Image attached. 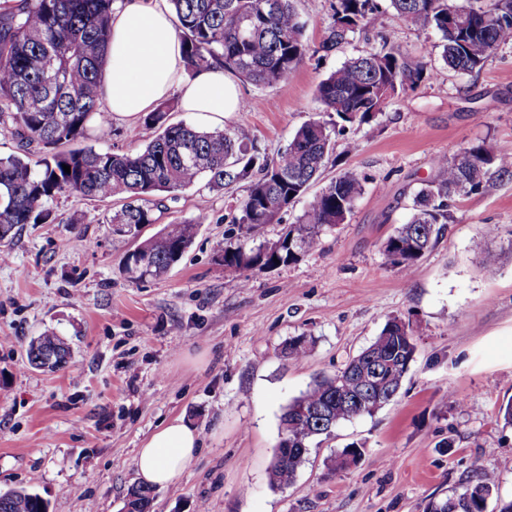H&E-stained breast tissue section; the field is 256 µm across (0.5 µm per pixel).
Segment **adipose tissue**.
Wrapping results in <instances>:
<instances>
[{"label":"adipose tissue","instance_id":"adipose-tissue-1","mask_svg":"<svg viewBox=\"0 0 512 512\" xmlns=\"http://www.w3.org/2000/svg\"><path fill=\"white\" fill-rule=\"evenodd\" d=\"M103 96L110 115L130 121L173 96L182 111L216 123L242 104L235 77L222 66L185 75L169 0H116ZM199 445L195 427L180 418L168 421L138 449L139 479L149 487L177 483Z\"/></svg>","mask_w":512,"mask_h":512}]
</instances>
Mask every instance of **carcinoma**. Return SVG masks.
<instances>
[{"instance_id":"obj_1","label":"carcinoma","mask_w":512,"mask_h":512,"mask_svg":"<svg viewBox=\"0 0 512 512\" xmlns=\"http://www.w3.org/2000/svg\"><path fill=\"white\" fill-rule=\"evenodd\" d=\"M115 0H3L0 3V123L16 124L17 151L0 154V241L12 239L25 224L55 222L50 203L64 195L105 200L120 195L122 207L110 224H155L164 207L163 194L184 191L201 179L222 192L245 181L239 202V230L257 236L279 214L301 199L321 172L333 138L351 126L372 122L388 100L412 88L424 65L398 47H381L348 59L322 79L317 98L330 121L301 125L288 147L270 159L233 129H204L169 122L177 103L166 100L148 113L144 123L156 135L134 154L70 147L87 138L93 122L104 116L101 82L108 64L112 8ZM181 45L184 71L193 77L221 61L224 70L256 87L287 83L315 51L295 0H170ZM401 19L441 35V58L458 72L480 68L502 46H512V0H389ZM378 0H334L332 22L321 49L330 51L361 34ZM48 152L33 159L31 146ZM69 166L71 172L64 171ZM433 176L421 180L413 196L411 219L399 225L382 244L389 263L411 273L439 239L450 220V203L483 189L496 174L512 175V151L485 140L457 153L435 157ZM368 182L350 170L330 182L304 209L297 222L284 228L277 249L261 243L224 247V272L247 286L244 272L273 269L297 262L316 249L322 234L347 221ZM198 215L165 224L125 254L122 271L132 283L164 276L181 260L195 237ZM65 357L70 348L53 332L30 341L34 348ZM311 340L295 336L282 356L300 360ZM416 344L410 321L388 318L374 341L334 375L317 376L291 400L280 416L281 436L270 466V482H292L311 444L343 422L371 415L400 392L414 360ZM320 410L312 421L303 411ZM497 489L483 474L467 480L445 497H431L422 512H487ZM151 491L128 488V512H150ZM0 512H47L39 494L21 487L0 493Z\"/></svg>"}]
</instances>
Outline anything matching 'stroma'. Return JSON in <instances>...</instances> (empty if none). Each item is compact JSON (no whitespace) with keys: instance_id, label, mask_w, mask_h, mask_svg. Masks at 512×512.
Listing matches in <instances>:
<instances>
[{"instance_id":"stroma-1","label":"stroma","mask_w":512,"mask_h":512,"mask_svg":"<svg viewBox=\"0 0 512 512\" xmlns=\"http://www.w3.org/2000/svg\"><path fill=\"white\" fill-rule=\"evenodd\" d=\"M331 3L299 0L314 57L288 83L241 84L252 107L224 117L268 156L305 122L327 119L316 86L348 58L385 40L427 65L376 121L337 139L311 193L351 169L369 181L315 251L249 271L245 288L228 280L220 258L238 237L243 182L221 193L200 182L167 201L143 237L162 223L205 220L159 280L123 275L132 243L108 222L115 197H58L56 223L24 225L0 245L11 256L0 265V492L31 488L48 512H123L137 449L180 417L198 429L201 448L178 489H152L153 512H422L429 497L481 472L495 473L499 497L512 499V428L497 419L512 399V176L457 200L414 272L391 266L382 250L409 219L434 156L482 139L512 147V48L474 72H451L435 30L383 8L366 37L324 52ZM154 135L143 120L116 117L92 128L90 142L131 153ZM488 224L495 238L485 237ZM488 245L501 255L493 273L481 261ZM391 315L409 319L416 342L400 394L374 415L341 422L312 444L291 484L271 486L282 408L370 344ZM47 329L72 351L55 372L26 357ZM301 334L314 340L310 355L283 358V344ZM452 392L464 405L451 403ZM351 446L363 451L358 464L334 469Z\"/></svg>"}]
</instances>
